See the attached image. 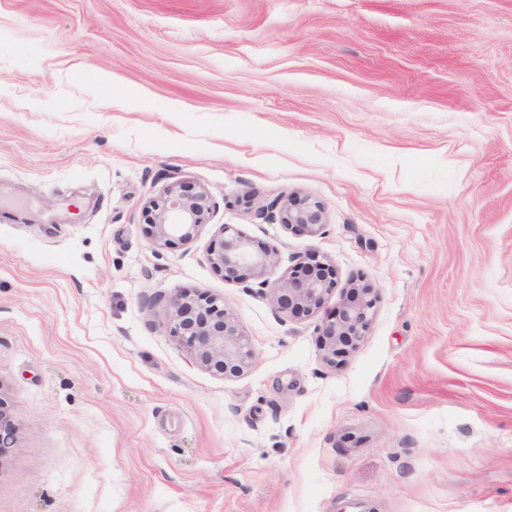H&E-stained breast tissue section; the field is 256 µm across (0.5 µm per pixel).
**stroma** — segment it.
<instances>
[{
    "mask_svg": "<svg viewBox=\"0 0 512 512\" xmlns=\"http://www.w3.org/2000/svg\"><path fill=\"white\" fill-rule=\"evenodd\" d=\"M213 209L156 246L170 183ZM310 237L257 219L291 194ZM376 305L332 364L222 225ZM223 298L240 376L145 297ZM0 512H512V0H0ZM210 211L211 199L203 188L175 181L144 205L143 217L153 242L167 247L192 242ZM278 220L287 230L316 236L325 225V211L316 200L288 195L278 203ZM208 260L213 270L225 281H256L261 296L267 295V276L277 265L272 252L259 245L256 247L250 239L227 224L223 225L221 234L212 243L208 251ZM16 425L11 420L8 408L0 398V458L7 448H12L15 442Z\"/></svg>",
    "mask_w": 512,
    "mask_h": 512,
    "instance_id": "35a3bbf8",
    "label": "stroma"
}]
</instances>
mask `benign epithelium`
Masks as SVG:
<instances>
[{"label": "benign epithelium", "mask_w": 512, "mask_h": 512, "mask_svg": "<svg viewBox=\"0 0 512 512\" xmlns=\"http://www.w3.org/2000/svg\"><path fill=\"white\" fill-rule=\"evenodd\" d=\"M211 211L208 193L193 183H170L143 207V217L153 242L160 247L187 244L198 235ZM278 220L285 229L316 236L325 225L323 205L309 197L289 196L278 203ZM213 270L228 282L256 281L258 293L268 294L276 309L292 318L308 317L324 305L336 286V270L312 254L269 286L268 275L277 265L275 255L256 246L241 233L223 225L208 251ZM163 305L169 333L202 368L224 377L248 369L255 357L249 337L224 308V300L199 291L178 290L166 299L149 296L151 309ZM376 304L374 289L353 284L334 313L318 327L322 349L334 364L365 338ZM16 425L0 398V456L13 447Z\"/></svg>", "instance_id": "7a95c632"}]
</instances>
